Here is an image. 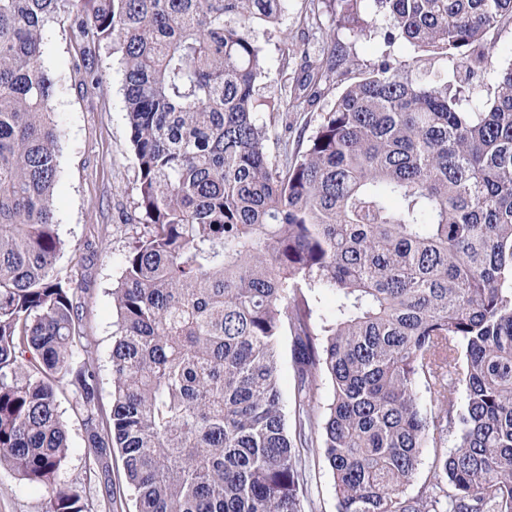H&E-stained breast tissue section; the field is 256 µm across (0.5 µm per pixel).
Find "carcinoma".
Returning a JSON list of instances; mask_svg holds the SVG:
<instances>
[{
	"instance_id": "1",
	"label": "carcinoma",
	"mask_w": 512,
	"mask_h": 512,
	"mask_svg": "<svg viewBox=\"0 0 512 512\" xmlns=\"http://www.w3.org/2000/svg\"><path fill=\"white\" fill-rule=\"evenodd\" d=\"M305 2L325 42L283 50L282 67L301 64L279 88L282 127L348 65L326 17L363 34L384 13L388 39L445 56L453 77L421 83L386 59L279 164L253 32L288 0H0V466L47 491L45 512H85V488L55 484L63 381L111 507L117 452L136 512H305L318 450L337 512H512V66L482 111L461 109L512 0ZM62 13L119 56L149 227L112 289L105 417L79 287L54 271L62 130L43 50ZM319 288L337 295L329 319ZM296 385L295 371L291 357V339L284 344V359L280 367V386L287 409H291Z\"/></svg>"
}]
</instances>
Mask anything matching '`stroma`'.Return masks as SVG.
I'll return each mask as SVG.
<instances>
[{
  "label": "stroma",
  "mask_w": 512,
  "mask_h": 512,
  "mask_svg": "<svg viewBox=\"0 0 512 512\" xmlns=\"http://www.w3.org/2000/svg\"><path fill=\"white\" fill-rule=\"evenodd\" d=\"M304 6V0H288V11L280 23L256 32L268 73L259 85L260 123H268L281 83L296 75L292 69L285 73L280 70L286 43H305L313 50L322 44L320 35L300 22ZM389 30V20L382 14L373 16L365 34L337 29L336 40L350 66L302 113L299 127L316 130L343 89L366 76L383 58L412 59L413 78L425 82L446 77V58L418 52L402 39L387 42ZM43 61L57 82L50 107L63 131L55 206L58 233L65 246L57 257L56 271L60 278H74L83 286L84 331L98 358L99 406L106 414L112 405L109 352L116 319L112 288L121 275L125 255L147 232L135 208L137 169L124 111L123 75L109 46L76 39L69 20L63 16L48 26ZM87 65L100 74V83L87 81L83 71ZM57 404L69 454L56 482L61 486H86L89 512H107L95 487L88 484L82 419L69 386H59ZM46 496L45 489L26 484L9 468H0V512H43Z\"/></svg>",
  "instance_id": "35a3bbf8"
}]
</instances>
